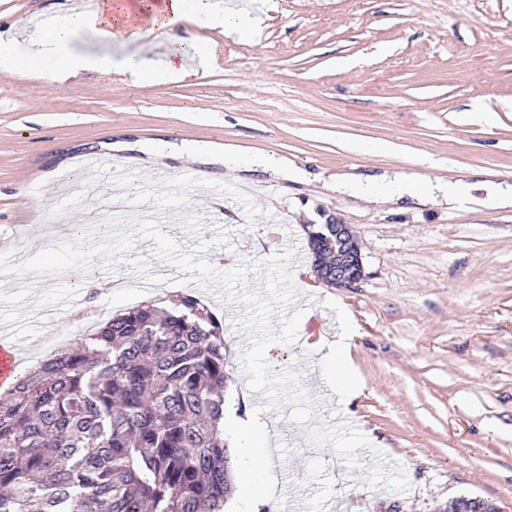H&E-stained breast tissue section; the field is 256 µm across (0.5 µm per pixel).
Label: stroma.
I'll return each mask as SVG.
<instances>
[{"label": "stroma", "instance_id": "1", "mask_svg": "<svg viewBox=\"0 0 512 512\" xmlns=\"http://www.w3.org/2000/svg\"><path fill=\"white\" fill-rule=\"evenodd\" d=\"M72 2L0 0V32L11 33L14 59L0 66V252L28 258L73 239L76 229L114 232L122 218L142 216L129 206L119 217L102 209L84 218L82 198L62 187L91 179L107 193L116 154L94 174L79 158L117 140L187 152L157 159L131 150V168H192L220 182L227 167L189 150L245 144L326 177L351 165H412L432 178L481 169L489 181L512 182V0H235L259 21L241 36L191 21L162 38L108 45L81 32L73 52L105 66L60 84L45 66H30L29 40L45 15ZM175 50L191 64L184 79L128 85L126 57L157 61ZM234 175L269 189L256 199L263 216L247 222L230 198L211 215L205 189L192 193L188 210L203 215L202 238L216 226L228 232L230 247L209 251L218 270L296 248L291 268L305 310L298 342L272 344L268 354L283 367L296 363L320 401L302 426L263 415L279 433L269 512H447L462 497L512 512V210L378 211L268 172ZM324 208L358 236L365 277L357 287L317 280L303 227L319 222ZM164 216L162 231L183 247L202 239L183 232L174 209ZM167 273L171 283L145 291L127 264L94 269V288L71 272L64 280L80 285L81 306L39 314L61 328L58 342L67 347L72 324L89 330L190 291L175 267ZM199 297L224 319L225 408L252 412L263 398L242 396L250 335L234 319L243 309L204 291ZM342 336L361 387L346 405L327 381L336 366L321 355Z\"/></svg>", "mask_w": 512, "mask_h": 512}]
</instances>
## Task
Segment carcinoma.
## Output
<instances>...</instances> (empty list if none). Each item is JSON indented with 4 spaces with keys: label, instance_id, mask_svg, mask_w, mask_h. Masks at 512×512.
<instances>
[{
    "label": "carcinoma",
    "instance_id": "obj_1",
    "mask_svg": "<svg viewBox=\"0 0 512 512\" xmlns=\"http://www.w3.org/2000/svg\"><path fill=\"white\" fill-rule=\"evenodd\" d=\"M225 378L199 297L112 316L0 398V512H224Z\"/></svg>",
    "mask_w": 512,
    "mask_h": 512
}]
</instances>
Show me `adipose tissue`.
I'll return each mask as SVG.
<instances>
[{
  "instance_id": "obj_1",
  "label": "adipose tissue",
  "mask_w": 512,
  "mask_h": 512,
  "mask_svg": "<svg viewBox=\"0 0 512 512\" xmlns=\"http://www.w3.org/2000/svg\"><path fill=\"white\" fill-rule=\"evenodd\" d=\"M185 20H198L218 31L230 26L242 31L248 25L246 18L217 9L211 0H137L131 6L121 4L120 0H99L96 10L91 13L64 8L56 11L47 35L32 42L31 56L39 62L63 60V73L75 76L102 64L101 59L72 51L71 43L79 33L93 30L104 42L137 40L148 34H165ZM209 150L223 153L224 163L229 167L244 163L248 168L261 167L290 180L310 183L316 179L315 174L298 167L293 160L262 156L239 144H213ZM326 187L335 193L359 197L377 208H393L408 199L422 205L444 203L451 207L512 208V185H498L491 195L480 198L472 194L468 182L460 179L435 182L410 169L392 174L343 171L327 182ZM226 424L236 436L234 464L242 476L241 502L246 512H260L272 489L274 436L264 433L261 423L250 416L230 417Z\"/></svg>"
}]
</instances>
